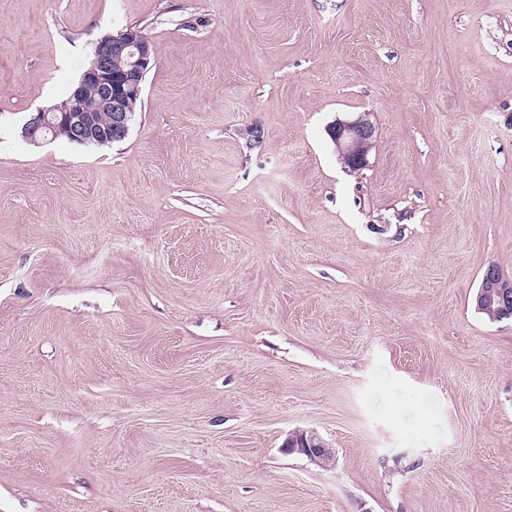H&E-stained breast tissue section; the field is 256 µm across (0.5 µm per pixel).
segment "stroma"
<instances>
[{
  "label": "stroma",
  "instance_id": "1",
  "mask_svg": "<svg viewBox=\"0 0 512 512\" xmlns=\"http://www.w3.org/2000/svg\"><path fill=\"white\" fill-rule=\"evenodd\" d=\"M132 25L125 139L18 138ZM492 263L512 0H0V512H512ZM368 116L363 112L353 119L339 120L330 128L339 157L349 172L359 171L367 164L375 135V126ZM289 448H301L309 457L320 460L324 465H335L333 452L313 432L299 431L288 440Z\"/></svg>",
  "mask_w": 512,
  "mask_h": 512
}]
</instances>
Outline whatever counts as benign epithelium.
Masks as SVG:
<instances>
[{
    "mask_svg": "<svg viewBox=\"0 0 512 512\" xmlns=\"http://www.w3.org/2000/svg\"><path fill=\"white\" fill-rule=\"evenodd\" d=\"M88 67L66 99L31 113L20 128V136L37 143L49 135L90 146L117 142L126 137L134 112L133 103L142 92L141 82L152 61V49L141 30L129 27L118 35L107 34L92 47ZM108 113L100 122L98 113ZM330 133L340 159L355 172L367 164L375 126L369 113L350 120H339ZM477 310L498 311L497 318L512 319V280L495 265L487 267L475 296ZM288 447L299 448L324 465L335 464L333 452L313 432L299 431L288 440Z\"/></svg>",
    "mask_w": 512,
    "mask_h": 512,
    "instance_id": "7a95c632",
    "label": "benign epithelium"
}]
</instances>
